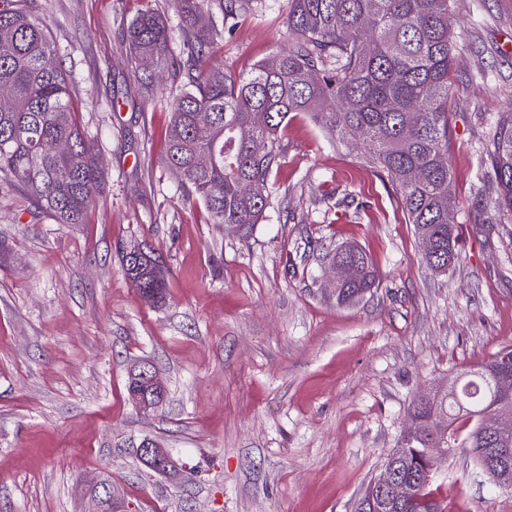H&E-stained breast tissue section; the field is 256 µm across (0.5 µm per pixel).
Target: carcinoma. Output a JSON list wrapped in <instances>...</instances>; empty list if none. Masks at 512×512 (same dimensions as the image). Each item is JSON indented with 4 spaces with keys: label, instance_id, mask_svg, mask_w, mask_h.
I'll return each mask as SVG.
<instances>
[{
    "label": "carcinoma",
    "instance_id": "1",
    "mask_svg": "<svg viewBox=\"0 0 512 512\" xmlns=\"http://www.w3.org/2000/svg\"><path fill=\"white\" fill-rule=\"evenodd\" d=\"M213 0H176L191 33L170 57L166 21L153 11L128 27L133 58L163 68L185 61L196 91L173 100L165 132V163L187 197L205 206L210 223L248 233L269 204V177L281 162L278 132L293 112H307L336 139L361 145L399 194L409 223L432 242L422 261L436 274L456 263L458 226L448 223L452 177L448 164V84L455 46L451 0H288V49L238 74L210 61ZM255 0H226L233 18ZM70 85L59 50L42 18L14 0L0 6V173L25 188L61 224H83L100 188L98 149L73 118ZM493 169L497 205L512 211V114L503 115ZM126 277L145 298L161 300L158 261L136 248L119 253ZM349 262L356 276L336 288V302L362 298L378 286L365 251L342 243L327 261ZM512 349L464 369L431 401L412 399L391 453L405 460L402 476L418 479L429 449L466 448L477 466L505 448L487 425L497 411L512 414ZM382 512H445L431 484Z\"/></svg>",
    "mask_w": 512,
    "mask_h": 512
}]
</instances>
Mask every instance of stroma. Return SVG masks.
I'll return each instance as SVG.
<instances>
[{
	"label": "stroma",
	"mask_w": 512,
	"mask_h": 512,
	"mask_svg": "<svg viewBox=\"0 0 512 512\" xmlns=\"http://www.w3.org/2000/svg\"><path fill=\"white\" fill-rule=\"evenodd\" d=\"M45 19L72 106L99 146L101 191L86 223L60 224L0 176V512H87L107 474L130 512H353L404 430L411 399L512 346V216L498 209L490 144L512 113V0H453L460 46L448 98L459 259L431 274L395 188L363 152L289 115L271 196L248 233L210 223L163 155L172 100L194 90L171 66L148 79L126 29L174 0H28ZM209 51L243 72L289 41L287 0L238 21L215 13ZM358 244L379 286L340 305L321 266ZM143 245L167 269L152 305L117 252ZM151 360L156 411L129 401ZM169 448L177 479L136 455ZM448 512H512L465 449L433 481Z\"/></svg>",
	"instance_id": "obj_1"
}]
</instances>
